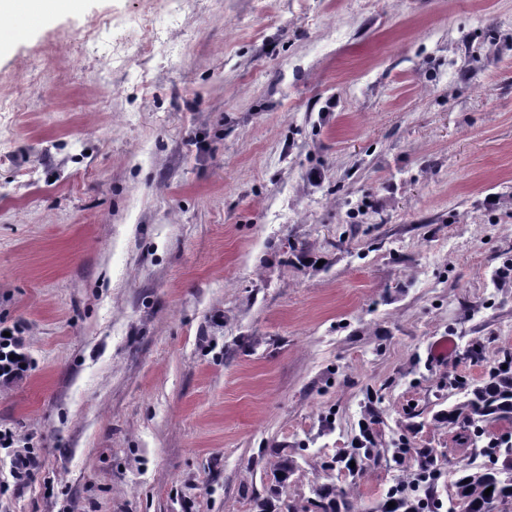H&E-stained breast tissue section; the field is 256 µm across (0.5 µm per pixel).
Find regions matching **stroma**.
I'll return each mask as SVG.
<instances>
[{
	"mask_svg": "<svg viewBox=\"0 0 512 512\" xmlns=\"http://www.w3.org/2000/svg\"><path fill=\"white\" fill-rule=\"evenodd\" d=\"M0 48V512H381L487 466L512 357V0H77ZM457 351L431 357L440 338ZM370 425L378 455L335 468ZM9 332L10 337L3 336ZM14 354L15 358L10 359ZM31 370V359L23 351V343L20 336H15V330L0 328V383L10 384L22 379ZM468 395L448 409L445 418L449 426L459 428L465 444L473 447L475 431L485 433L494 423L512 420V373L492 372L483 385L474 387ZM39 467L38 457L34 452L16 451L11 460L12 476L16 482H25L32 477ZM431 477V471L428 472V474H424L423 472H420L418 474L417 479H413L409 483H403L399 485L396 489H394L391 494V500H387L384 505H386L388 502L396 501V500H412L415 505V512H436L440 511L443 504L440 503L438 500L434 502V505H430L428 503L427 498H420L419 496L415 495L414 492L417 491V488L419 487V482H425L427 479Z\"/></svg>",
	"mask_w": 512,
	"mask_h": 512,
	"instance_id": "1",
	"label": "stroma"
}]
</instances>
